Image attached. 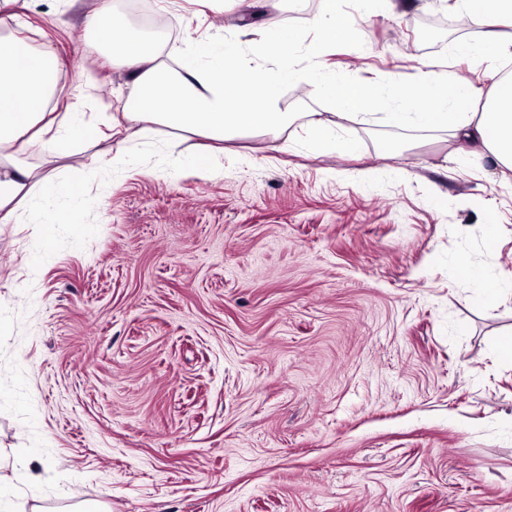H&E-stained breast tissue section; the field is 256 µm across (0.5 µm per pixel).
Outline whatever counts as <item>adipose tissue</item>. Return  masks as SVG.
Returning a JSON list of instances; mask_svg holds the SVG:
<instances>
[{"instance_id":"ef3b65f1","label":"adipose tissue","mask_w":512,"mask_h":512,"mask_svg":"<svg viewBox=\"0 0 512 512\" xmlns=\"http://www.w3.org/2000/svg\"><path fill=\"white\" fill-rule=\"evenodd\" d=\"M461 10L485 21L487 30L476 43H457L453 52L462 56L512 57V0H459ZM88 26L102 33L110 50L131 72L136 88L131 98L129 142L147 140L152 127L163 124L214 141L243 131L277 134L291 115L279 106L281 86L318 80L331 93V111L312 113L306 135L315 149L354 146L337 141L338 121L369 108L377 98L375 87L338 81L335 74L298 70L288 65L274 69L254 65L235 44L207 42L186 53L180 71L172 72L159 61L156 49L140 32L118 25L109 0L87 18ZM0 71L9 79L0 83V223L19 220L20 209L38 216L45 247H52L58 222L76 223L84 206L93 199L80 183H59L35 178L18 163V155L30 148L53 157H66L76 138L92 134L86 115L71 109L58 120L47 110L63 76L53 49L33 50L21 37L0 36ZM390 121L397 126H417L447 131L468 156H487L512 170V79L500 81L480 111L461 118L462 102L477 98L472 86H449L446 77L426 74L414 83L392 85Z\"/></svg>"}]
</instances>
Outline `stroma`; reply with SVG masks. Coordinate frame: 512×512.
I'll return each instance as SVG.
<instances>
[{
  "label": "stroma",
  "instance_id": "obj_1",
  "mask_svg": "<svg viewBox=\"0 0 512 512\" xmlns=\"http://www.w3.org/2000/svg\"><path fill=\"white\" fill-rule=\"evenodd\" d=\"M312 2L153 0L167 34L110 0L170 65L286 19L289 64L378 86L336 132L357 152L306 145L330 107L310 80L293 124L228 135L216 174L176 170L204 139L163 125L115 163L134 85L85 23L99 0L0 18L62 61L51 111L102 133L23 157L84 181L81 225L47 251L33 219L0 224V491L18 512H512V294L477 303L448 273L464 257L512 281V170L387 119L391 81L486 91L512 59L451 57L482 36L452 26L455 0H343L352 38L318 59Z\"/></svg>",
  "mask_w": 512,
  "mask_h": 512
}]
</instances>
